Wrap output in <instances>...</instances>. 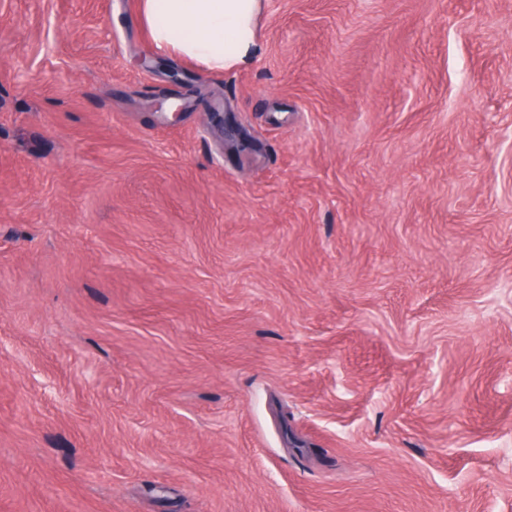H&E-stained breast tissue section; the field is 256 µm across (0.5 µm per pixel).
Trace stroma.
<instances>
[{
	"mask_svg": "<svg viewBox=\"0 0 512 512\" xmlns=\"http://www.w3.org/2000/svg\"><path fill=\"white\" fill-rule=\"evenodd\" d=\"M137 4L0 0V512H512V0ZM264 0H139L154 45L215 72L250 67L261 49Z\"/></svg>",
	"mask_w": 512,
	"mask_h": 512,
	"instance_id": "obj_1",
	"label": "stroma"
}]
</instances>
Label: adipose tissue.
<instances>
[{"instance_id":"adipose-tissue-1","label":"adipose tissue","mask_w":512,"mask_h":512,"mask_svg":"<svg viewBox=\"0 0 512 512\" xmlns=\"http://www.w3.org/2000/svg\"><path fill=\"white\" fill-rule=\"evenodd\" d=\"M263 0H139L154 45L215 72L250 67L261 49Z\"/></svg>"}]
</instances>
